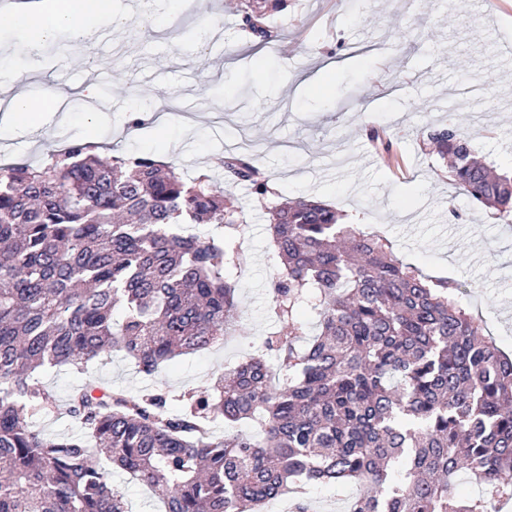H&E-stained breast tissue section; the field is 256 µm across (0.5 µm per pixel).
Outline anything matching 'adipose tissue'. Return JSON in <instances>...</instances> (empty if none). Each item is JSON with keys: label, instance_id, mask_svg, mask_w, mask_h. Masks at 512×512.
Returning a JSON list of instances; mask_svg holds the SVG:
<instances>
[{"label": "adipose tissue", "instance_id": "adipose-tissue-1", "mask_svg": "<svg viewBox=\"0 0 512 512\" xmlns=\"http://www.w3.org/2000/svg\"><path fill=\"white\" fill-rule=\"evenodd\" d=\"M5 15L15 27L25 31L26 38L17 46L1 44L0 55L4 57L39 55L62 29L69 30L74 44L87 53L92 49L87 20L104 18L118 27L126 22L118 13L115 0H30L25 9L9 8ZM62 100V95L54 93L39 107L26 93H18L5 118L0 120V129L10 131L33 125L39 118V110L57 111Z\"/></svg>", "mask_w": 512, "mask_h": 512}]
</instances>
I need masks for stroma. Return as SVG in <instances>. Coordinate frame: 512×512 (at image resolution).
Here are the masks:
<instances>
[{
  "instance_id": "stroma-1",
  "label": "stroma",
  "mask_w": 512,
  "mask_h": 512,
  "mask_svg": "<svg viewBox=\"0 0 512 512\" xmlns=\"http://www.w3.org/2000/svg\"><path fill=\"white\" fill-rule=\"evenodd\" d=\"M288 0L267 24L276 39L254 41L241 28L240 0H118L129 13L119 28L95 22L84 56L69 32L43 56L24 85L64 93L97 83V112L44 114L39 127L0 133V164L34 163L67 143L106 137L127 114L151 101L169 124L147 119L127 145L106 142L103 157L135 152L175 165L184 179L219 177L231 142L247 138L259 167L282 197L331 204L344 222L378 231L395 254L432 277L469 284L467 309L484 333L512 354V224L458 192L428 134L456 113L472 148L498 171L512 173V0ZM432 111H423V104ZM201 128L183 137L185 123ZM383 131L404 162L395 176L370 141ZM233 195L246 214L242 248L250 269L238 275L244 326L235 341L165 367L155 379L122 355L98 362L106 384L136 396L151 384L172 394L195 388L258 346L277 322L269 288L280 268L267 216L248 190ZM82 376L61 369L42 378L54 413L35 421L52 437L80 435L64 406Z\"/></svg>"
}]
</instances>
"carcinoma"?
<instances>
[{"mask_svg":"<svg viewBox=\"0 0 512 512\" xmlns=\"http://www.w3.org/2000/svg\"><path fill=\"white\" fill-rule=\"evenodd\" d=\"M287 0H244V29L271 40ZM428 139L456 188L512 216V176L472 157L453 117ZM72 142L38 167L0 166V512H130L97 459L152 489L164 512H266L301 483L363 487L349 512H500L512 497V359L462 304V285L402 263L386 238L321 202L278 201L246 153L221 159L268 215L282 267L269 290L288 334L195 388L137 397L89 365L114 353L153 376L179 355L238 335L229 274L244 260L242 209L208 175ZM185 224H214L206 240ZM318 331L304 344L297 309ZM122 321L113 320L115 310ZM52 368L84 375L52 438L32 420L56 406ZM250 432L218 434L216 422ZM467 471L485 486L457 495Z\"/></svg>","mask_w":512,"mask_h":512,"instance_id":"carcinoma-1","label":"carcinoma"}]
</instances>
